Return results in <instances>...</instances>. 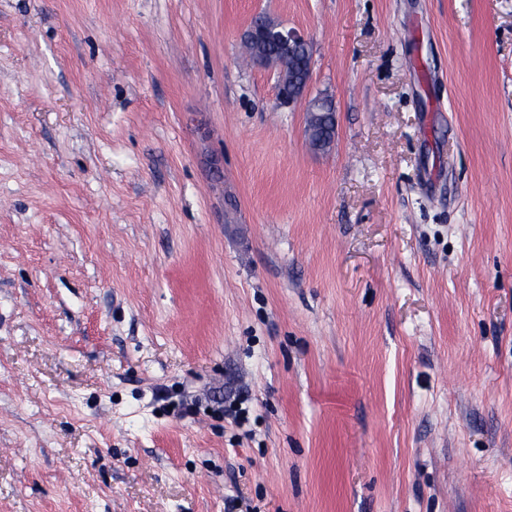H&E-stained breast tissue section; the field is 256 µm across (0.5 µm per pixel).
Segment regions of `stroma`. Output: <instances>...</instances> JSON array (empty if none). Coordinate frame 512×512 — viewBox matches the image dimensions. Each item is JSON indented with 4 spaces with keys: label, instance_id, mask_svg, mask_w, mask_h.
<instances>
[{
    "label": "stroma",
    "instance_id": "obj_1",
    "mask_svg": "<svg viewBox=\"0 0 512 512\" xmlns=\"http://www.w3.org/2000/svg\"><path fill=\"white\" fill-rule=\"evenodd\" d=\"M0 512H512V0H0ZM244 39L246 42L253 39H262L266 42L273 43L279 47L281 53L284 55L285 52H291L300 45L307 46L310 49L309 72L302 83L297 85L294 89H288V83L280 80V76L284 71L283 64L280 60L263 59L261 64H256L260 67L273 68L277 71L279 95L283 100L288 101V104L301 100L304 96H307L312 72V52L310 42L303 33L296 29L285 28L283 25L275 21H271V24L266 27L261 24L253 26L252 21L248 29L244 32Z\"/></svg>",
    "mask_w": 512,
    "mask_h": 512
}]
</instances>
